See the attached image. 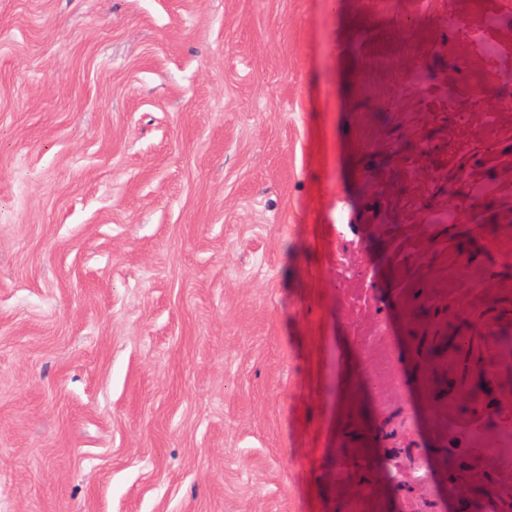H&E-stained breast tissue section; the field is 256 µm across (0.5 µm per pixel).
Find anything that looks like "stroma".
I'll return each instance as SVG.
<instances>
[{
    "label": "stroma",
    "instance_id": "obj_1",
    "mask_svg": "<svg viewBox=\"0 0 512 512\" xmlns=\"http://www.w3.org/2000/svg\"><path fill=\"white\" fill-rule=\"evenodd\" d=\"M466 2L0 0V512H438L450 450L486 512L389 371L456 354L451 176L512 161L474 104L512 9Z\"/></svg>",
    "mask_w": 512,
    "mask_h": 512
}]
</instances>
